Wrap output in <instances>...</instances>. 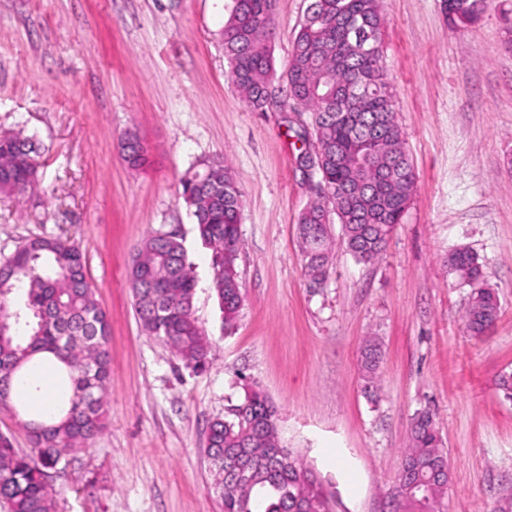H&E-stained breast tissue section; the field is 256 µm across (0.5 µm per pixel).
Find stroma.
Here are the masks:
<instances>
[{"mask_svg":"<svg viewBox=\"0 0 512 512\" xmlns=\"http://www.w3.org/2000/svg\"><path fill=\"white\" fill-rule=\"evenodd\" d=\"M309 0H276L284 71ZM231 0H0V131L40 146L39 185L0 193V259L33 237L75 243L110 321L106 425L51 479L54 512H222L209 423L260 389L284 448L336 512H393L410 422L430 409L448 452L447 512H500L512 499V0L457 26L446 0H381V51L417 183L378 262L336 241L313 287L296 225L315 199L300 154L311 115L293 101L251 111L231 84L219 31ZM145 162L129 168L121 136ZM220 158L241 193L242 305L224 326L180 179ZM178 230L197 277L194 310L210 365L185 369L140 327L128 269L140 243ZM468 248L500 297L490 335H467V289L448 253ZM383 349L378 398L360 347ZM126 144L129 148L126 149ZM120 148L125 161L131 167H139L145 160V149L139 134L136 131H128L120 139Z\"/></svg>","mask_w":512,"mask_h":512,"instance_id":"stroma-1","label":"stroma"}]
</instances>
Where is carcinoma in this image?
<instances>
[{
    "label": "carcinoma",
    "instance_id": "carcinoma-1",
    "mask_svg": "<svg viewBox=\"0 0 512 512\" xmlns=\"http://www.w3.org/2000/svg\"><path fill=\"white\" fill-rule=\"evenodd\" d=\"M454 21H474L484 0H448ZM275 0H232L220 32L229 79L248 108L267 110L266 92L284 81L293 103L311 112L321 149L320 183L327 193L297 224L304 271L313 284L328 275L336 215L348 251L371 264L412 201L415 167L396 121L394 94L380 50L387 19L379 0H310L294 35L287 67L277 75L272 55ZM125 161L139 167V134L120 139ZM37 142L0 133V192L25 195L39 177ZM182 195L201 242L213 252L212 288L226 324L241 306L235 263L241 245V193L224 160L203 158L181 178ZM448 275L470 288L465 324L486 336L500 313L498 293L484 283L471 251L448 254ZM134 310L144 330L169 346L187 369L207 367L213 344L194 316L196 279L182 238L158 231L137 249L128 273ZM110 324L95 299L79 247L37 237L0 261V408L11 409L32 362H44L71 388L66 407L21 421L35 455H21L0 435V507L3 512H54L49 478L105 426ZM381 344L361 350L365 389L378 394ZM207 456L224 512H335L320 481L280 442L278 417L267 396L250 389L212 421ZM407 475L397 486L402 512H443L448 495V453L432 414L416 412L403 451Z\"/></svg>",
    "mask_w": 512,
    "mask_h": 512
}]
</instances>
